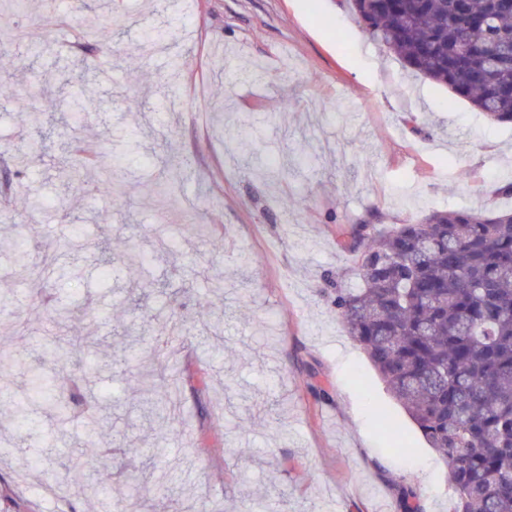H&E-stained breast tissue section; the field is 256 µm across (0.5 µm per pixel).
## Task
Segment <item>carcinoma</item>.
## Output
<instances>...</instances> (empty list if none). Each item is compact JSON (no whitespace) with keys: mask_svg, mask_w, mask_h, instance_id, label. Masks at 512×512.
<instances>
[{"mask_svg":"<svg viewBox=\"0 0 512 512\" xmlns=\"http://www.w3.org/2000/svg\"><path fill=\"white\" fill-rule=\"evenodd\" d=\"M363 34L496 123H512V0H349ZM359 288H335L336 314L392 396L444 462L451 512H512V212L436 210L389 229L360 224ZM163 327L147 351L150 412L175 417ZM66 368L81 337L56 342ZM40 398L15 407L21 429L41 408L70 417L76 386L28 369ZM77 466L112 487L97 456Z\"/></svg>","mask_w":512,"mask_h":512,"instance_id":"1","label":"carcinoma"}]
</instances>
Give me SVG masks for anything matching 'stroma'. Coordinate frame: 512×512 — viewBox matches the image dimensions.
Listing matches in <instances>:
<instances>
[{
  "instance_id": "35a3bbf8",
  "label": "stroma",
  "mask_w": 512,
  "mask_h": 512,
  "mask_svg": "<svg viewBox=\"0 0 512 512\" xmlns=\"http://www.w3.org/2000/svg\"><path fill=\"white\" fill-rule=\"evenodd\" d=\"M56 4L22 0L21 36L0 43V184L26 162L0 201V345L51 363L59 328L90 308L97 344L78 355L85 412L36 413L27 436L11 423L25 363L0 379V512H121L132 482L149 512H403L406 488L449 512L442 460L348 336L334 286L359 283L356 225L477 209L483 188L512 184V124L447 107V88L366 38L346 0ZM50 89L59 121L22 130L17 96L40 109ZM76 91L95 107L68 125ZM77 138L130 155L114 179L131 205L100 191L99 170L69 171ZM160 236L175 253L154 249ZM18 239L33 260L54 255L43 278L17 267ZM205 303L223 304V339L197 329ZM170 317L185 331L164 434L142 416L151 394L126 345ZM100 450L109 493L69 464Z\"/></svg>"
}]
</instances>
